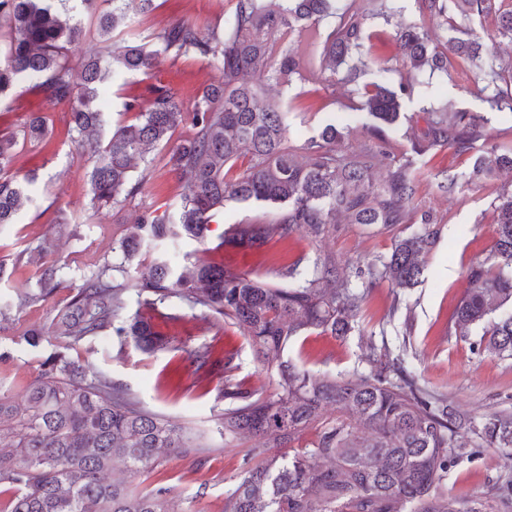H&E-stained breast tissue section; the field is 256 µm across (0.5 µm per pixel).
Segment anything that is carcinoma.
I'll use <instances>...</instances> for the list:
<instances>
[{
    "label": "carcinoma",
    "mask_w": 512,
    "mask_h": 512,
    "mask_svg": "<svg viewBox=\"0 0 512 512\" xmlns=\"http://www.w3.org/2000/svg\"><path fill=\"white\" fill-rule=\"evenodd\" d=\"M221 26L207 31L182 21L163 29L154 42L123 30L129 6L146 15L155 0H112V11L96 13L95 0H81L94 18L86 27L69 15L65 0H0V19L11 40L0 63V100L20 83L47 100L69 107L68 127L77 149L88 155L90 205L99 209L135 199L141 178L138 162L151 149L167 146L175 130L190 123L192 133L170 150L169 163L186 177L175 212L157 215L143 208L135 223L114 241L117 262L105 265L73 287L66 266L38 253L37 287L15 290L0 303V325L58 290L73 291L57 321L56 349L41 362L21 398L0 392V512H171L168 489H132L129 478L156 468L163 456L197 447L183 427L137 405L120 386L98 375L94 366L71 359L66 350L112 325L133 289L153 307L169 297L187 302L211 318L237 326L247 336L255 360L275 388L265 394L234 378L238 352L224 353V434L258 437L257 462L247 460L224 512H512V480L495 482L483 498L450 495L443 488L448 469L478 453L473 433L489 448L512 455V414L490 412L480 423L461 413L448 398L436 396L407 373L400 355L385 344L364 341L369 370L330 377L298 367L288 346L308 332L344 339L354 330L368 288L388 279L413 288L424 275V257L436 243L437 218L417 205V157L449 148L473 159L469 180H485L512 170V151L501 152L485 133L488 119L471 112H428L424 126L410 136L411 152L389 158L382 181L369 170L375 148L388 142L387 129L404 114L401 102L420 85L418 73L430 66L448 72V54L434 45L427 22L440 19L451 30L461 20L492 18L497 34L512 40V6L505 0H416L420 19L398 27L395 37L412 75L396 86L370 83L352 109L367 118L363 129L374 140L358 153H344V132L336 125L299 146L288 145V110L263 99L250 77L285 80L299 72L294 38L336 13V0H233ZM365 15L346 9L326 36L322 57L336 73L364 47ZM82 43L98 50L80 56L81 80L71 56ZM446 49L463 63L482 61L493 49L477 39H450ZM192 57L215 66L221 82L183 107L165 86H152L124 103L138 118L105 131L100 90L111 70L149 73L160 59ZM487 101L512 112V60L490 64ZM48 132L46 118L30 111L16 131L0 140V226L13 223L30 200L27 185L8 166L18 144H34ZM228 201L283 206L265 224H235L230 242L257 249L301 234L328 235L336 215L381 232L398 224H421V231L394 240L378 261L356 260L354 274L325 256L303 269L298 258L280 267L285 286H271L250 272L190 254L183 262L165 250L155 253L146 272L130 273L143 250L190 236L207 238L213 214ZM494 242L489 255L465 271L466 288L453 321L461 335L482 327L477 349L512 358V185L492 205ZM365 280L357 288L352 278ZM126 343L149 352L170 342L139 314L115 328ZM196 370L213 365L204 344L193 351ZM336 418L328 419V411ZM319 431L308 448L292 444L310 427ZM270 448H286L267 454Z\"/></svg>",
    "instance_id": "1"
}]
</instances>
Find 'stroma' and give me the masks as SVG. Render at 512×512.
Listing matches in <instances>:
<instances>
[{"instance_id":"1","label":"stroma","mask_w":512,"mask_h":512,"mask_svg":"<svg viewBox=\"0 0 512 512\" xmlns=\"http://www.w3.org/2000/svg\"><path fill=\"white\" fill-rule=\"evenodd\" d=\"M349 5L372 15L366 28L364 53L373 60V67L355 81H348L346 68H339L334 74L325 69L322 48L317 45L311 47V63L301 73L290 76L287 82L264 87L267 98L290 109V145L302 144L332 122L351 125L352 132L343 148L359 149L366 137L361 130V116L347 107L349 100L355 98L360 86L378 79L379 66L388 67V78L393 83L408 75L395 29L397 23L417 18L415 0H337L338 8ZM231 9L230 0H156L152 14L132 15L131 28L138 39L148 41L178 21H190L204 29L221 23ZM219 78V71L206 61L168 56L149 74L128 72L115 78L103 99L104 108L111 121H118L129 95L158 82L172 87L181 101L189 103ZM424 80L419 93L402 103L407 119L422 118L424 112L431 110L474 112L487 118L491 143L512 147V114L492 109L470 72L454 63L444 75L425 71ZM0 109L5 112L0 118V135L8 133L24 113L32 110L43 112L49 127L42 143L17 149L9 166L11 172L21 175L37 169L39 182L32 203L19 212L15 223L0 227V258L12 272L10 281L0 283L1 297L16 288L34 287L38 269L31 262L30 253L39 244L52 246L56 259L66 264L71 281L78 285L94 266L112 260L114 240L124 226L134 222L141 208L162 212L179 204L184 179L171 166L167 150L158 148L148 155L150 164L135 199L115 208L91 209L85 177L88 163L67 131L66 108L18 87L0 100ZM407 119L388 133L390 144L401 150L410 147ZM419 164L423 175L417 204L432 210L440 221L437 244L427 256L424 282L398 292L387 280L378 281L369 291L351 336L341 340L314 331L293 343L287 355L298 366L317 374L360 372L366 368L361 341L369 336L400 350L408 372L472 416L512 409V359L477 354L474 344L480 328H473L469 336L463 337L456 333L452 321L465 288L464 267L485 257L493 245L490 204L499 189L512 182V172L498 174L476 186L468 185L470 161L447 148L427 152ZM441 170L448 171L460 183L455 194L438 191L434 175ZM62 210L72 214V223H59L58 213ZM278 212V207L260 203H228L215 216L206 243L183 240L174 254L179 257L204 245L213 249L230 269L253 271L260 279L277 285L281 282L277 269L282 263L300 258L309 265L328 254L347 268L359 257L371 261L388 255L395 236L419 230L418 225L401 224L393 232L377 233L340 217L331 234L318 242L295 236L271 243L259 252L222 244L221 235L231 225L270 219ZM68 299V291H60L50 301L26 308L0 326V352L10 354L9 360L0 361L1 391L20 395L37 374L41 361L56 342V314ZM186 310L183 301L172 298L156 305L153 312L158 328L172 340L171 349L146 353L133 344H120L109 327L77 343L68 354L72 359L92 363L98 373L125 385L145 409L165 415L198 435L200 452L168 456L155 471L135 476L134 486L143 492L158 486L168 488L177 512H224V497L234 488L244 458L261 442L225 435L224 402L218 397L224 374L219 370L207 375L196 372L190 353L204 344L212 347L218 359L223 358L225 350H237V379L268 391L273 384L254 361L250 345L238 328L220 321L208 329L201 327L186 318ZM176 312L182 313V320H173ZM31 328L43 330L40 346L27 344L24 333ZM508 478L512 479V462L498 450L485 448L478 456L451 468L444 484L460 496H481L489 485Z\"/></svg>"}]
</instances>
